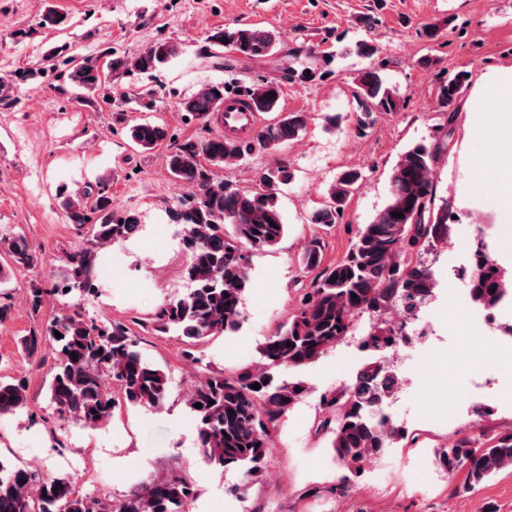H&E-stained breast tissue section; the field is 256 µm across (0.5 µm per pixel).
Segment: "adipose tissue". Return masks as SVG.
I'll use <instances>...</instances> for the list:
<instances>
[{"mask_svg": "<svg viewBox=\"0 0 512 512\" xmlns=\"http://www.w3.org/2000/svg\"><path fill=\"white\" fill-rule=\"evenodd\" d=\"M492 105L483 110L480 120L493 143L491 160L474 165L477 181L491 180L497 194L512 198V67L486 75L479 86Z\"/></svg>", "mask_w": 512, "mask_h": 512, "instance_id": "obj_1", "label": "adipose tissue"}]
</instances>
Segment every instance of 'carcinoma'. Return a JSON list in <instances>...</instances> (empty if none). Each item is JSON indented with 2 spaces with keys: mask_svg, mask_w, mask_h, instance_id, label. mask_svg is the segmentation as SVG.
Listing matches in <instances>:
<instances>
[{
  "mask_svg": "<svg viewBox=\"0 0 512 512\" xmlns=\"http://www.w3.org/2000/svg\"><path fill=\"white\" fill-rule=\"evenodd\" d=\"M209 41L218 48L228 46L242 57L260 59L272 53L278 36L259 27L218 29ZM175 55L174 45L157 41L136 57H116L104 67L73 56L62 64L75 88L93 93L112 73H149ZM314 77L315 69L303 63H290L281 71L285 81L306 82ZM39 78L40 72L23 69L9 79H0V106L15 104L17 87L36 83ZM279 80H264L245 91L258 111L275 109ZM465 82L463 73L448 77L440 88L441 100L453 103ZM359 88L365 116L397 110V99L383 87L376 72H363ZM228 93L230 88L224 84H212L186 101L184 108L195 119L206 120ZM307 124L306 113L288 112L259 130L251 141L222 135L201 141L189 139L170 156L172 173L189 188L187 195L169 208V218L182 228L185 274L192 288L159 309L155 330L175 331L194 346L242 326L248 253L273 248L284 237L287 227L277 190L293 175L284 165L268 167L260 172L258 189L246 191L211 178L199 158L213 166L233 165L257 148L278 150L305 132ZM129 136L137 147L149 151L166 132L144 122L130 127ZM441 151L438 144L418 143L401 155L391 177L390 202L371 223L358 229L356 240L341 261L323 265L321 239L316 236L308 241L301 263L305 269H319V273L300 298L295 313L260 344L259 362L230 374L212 372L195 385L187 405L207 463L238 469L245 482H250L265 465L270 427L306 392L300 380L275 382L274 371L318 360L351 335L357 316L378 317L397 306L404 313H418L435 294L433 271L414 261V254L448 232V209L436 204L432 177ZM360 178L361 173L355 170L341 173L329 186L328 202L315 213L314 223L326 227L336 223ZM65 208L67 222L85 227L89 233L88 245L67 255V288L89 293L94 291L97 250L135 234L140 218L133 211L112 214L110 200L104 195L98 196L91 209L81 197L67 198ZM395 212L403 217L393 216ZM0 250L17 268H28L36 260L23 235L0 239ZM469 295L473 303L488 311L512 298V276L490 258L482 244L475 249ZM57 332L61 337L55 336ZM422 336L419 329L402 330L393 323L374 326L363 341L364 348L372 352L371 361L359 369L353 384L323 396L331 417L322 420L318 429L330 434L329 447L336 462L354 476L388 445L408 437L405 428L381 412L383 402L398 390L397 375L389 370L385 359L388 352L413 344ZM42 346L55 354L50 405L60 418L82 428L106 425L119 403L151 408L168 396L167 373L136 349L129 328L121 322L99 324L79 313L63 312L50 320L44 333L22 340V350L29 356ZM105 373L116 382L118 395L104 390ZM254 383L260 384V389L251 388ZM27 390V381L22 378H0V414L24 409ZM197 403L202 407H195ZM432 463L448 472L466 469L467 487L473 489L512 468V432L483 440L463 438L450 448H436ZM196 496L191 481L173 475L151 481L112 505L76 494L67 478L37 481L29 470L0 460V512H186Z\"/></svg>",
  "mask_w": 512,
  "mask_h": 512,
  "instance_id": "cac0c4a2",
  "label": "carcinoma"
}]
</instances>
